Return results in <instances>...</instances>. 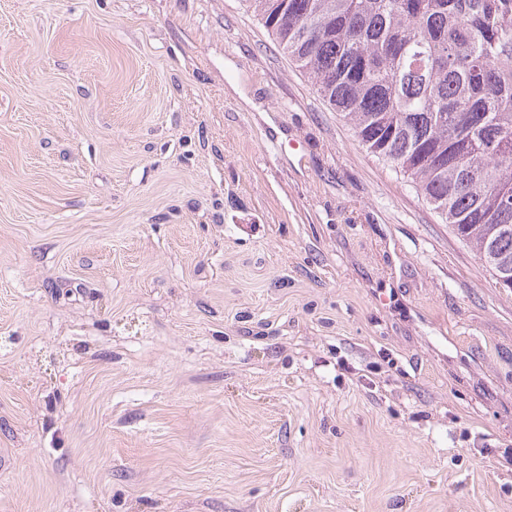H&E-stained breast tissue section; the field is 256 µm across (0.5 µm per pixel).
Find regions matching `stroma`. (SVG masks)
<instances>
[{
	"label": "stroma",
	"mask_w": 512,
	"mask_h": 512,
	"mask_svg": "<svg viewBox=\"0 0 512 512\" xmlns=\"http://www.w3.org/2000/svg\"><path fill=\"white\" fill-rule=\"evenodd\" d=\"M0 512H512V291L241 0H0Z\"/></svg>",
	"instance_id": "stroma-1"
}]
</instances>
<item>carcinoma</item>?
<instances>
[{
	"instance_id": "1",
	"label": "carcinoma",
	"mask_w": 512,
	"mask_h": 512,
	"mask_svg": "<svg viewBox=\"0 0 512 512\" xmlns=\"http://www.w3.org/2000/svg\"><path fill=\"white\" fill-rule=\"evenodd\" d=\"M359 144L512 271V0H244Z\"/></svg>"
}]
</instances>
